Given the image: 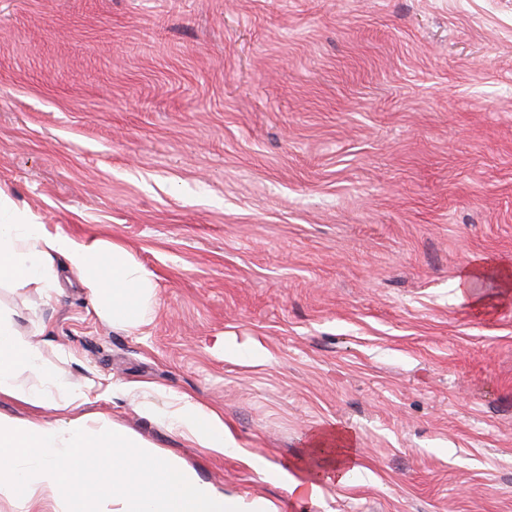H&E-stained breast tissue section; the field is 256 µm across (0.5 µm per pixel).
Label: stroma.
Instances as JSON below:
<instances>
[{
  "label": "stroma",
  "mask_w": 512,
  "mask_h": 512,
  "mask_svg": "<svg viewBox=\"0 0 512 512\" xmlns=\"http://www.w3.org/2000/svg\"><path fill=\"white\" fill-rule=\"evenodd\" d=\"M16 209L159 285L132 330L64 260L53 295L0 285L47 367L101 383L82 413L280 512H512V0H0ZM114 383L220 410L237 452ZM333 426L353 476L289 498L265 462Z\"/></svg>",
  "instance_id": "stroma-1"
}]
</instances>
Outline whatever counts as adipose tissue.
I'll return each instance as SVG.
<instances>
[{"label": "adipose tissue", "mask_w": 512, "mask_h": 512, "mask_svg": "<svg viewBox=\"0 0 512 512\" xmlns=\"http://www.w3.org/2000/svg\"><path fill=\"white\" fill-rule=\"evenodd\" d=\"M59 257L88 290L99 317L134 328L153 307V274L120 243L53 233L23 211L0 224V284L37 282L45 292L55 291ZM22 367L42 369V350L0 319V391L19 389ZM122 394L195 447L219 454L237 447L223 414L190 395H171L160 412L141 388L126 386ZM87 395V389H75L63 404L69 417L56 423L0 413V496L18 499L23 512H43L48 503L54 512H252L124 425L79 414ZM354 456L348 435L322 432L311 439L307 461H276L272 468L290 496L314 499L324 486L349 480Z\"/></svg>", "instance_id": "1"}]
</instances>
